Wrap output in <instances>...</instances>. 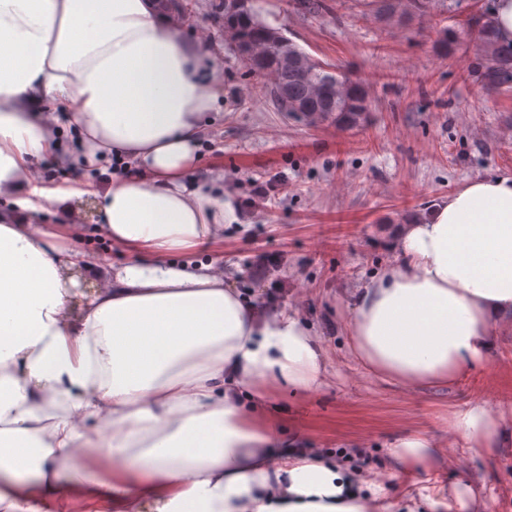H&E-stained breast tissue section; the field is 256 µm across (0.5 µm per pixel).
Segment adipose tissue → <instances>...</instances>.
<instances>
[{
    "label": "adipose tissue",
    "mask_w": 512,
    "mask_h": 512,
    "mask_svg": "<svg viewBox=\"0 0 512 512\" xmlns=\"http://www.w3.org/2000/svg\"><path fill=\"white\" fill-rule=\"evenodd\" d=\"M211 57L158 0H0V512H36L88 470L71 494L112 512L143 497L153 512H366L355 472L281 451L242 402L265 382L318 390L317 337L190 257L239 221L223 179L197 174L223 92ZM51 158L75 189L42 187ZM76 194L98 222L68 225L64 245L31 215ZM90 234L125 260L73 249ZM396 237L400 262L356 293L350 347L401 387L452 382L512 318V176L466 181ZM454 426L469 451L493 448L485 404ZM390 455L394 480L434 449L414 433Z\"/></svg>",
    "instance_id": "1"
}]
</instances>
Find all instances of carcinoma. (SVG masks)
<instances>
[{
  "mask_svg": "<svg viewBox=\"0 0 512 512\" xmlns=\"http://www.w3.org/2000/svg\"><path fill=\"white\" fill-rule=\"evenodd\" d=\"M261 24L263 21L252 10L240 18L238 28L242 41L257 38L262 33ZM466 35L476 50L483 53L487 83L498 84L512 78V43L497 40L488 15L470 17L466 22ZM275 76L279 85L288 88L293 100L308 105L312 112L334 113L339 123L352 124L369 111L368 93L363 87L336 73H326L317 61L306 68L278 65Z\"/></svg>",
  "mask_w": 512,
  "mask_h": 512,
  "instance_id": "1",
  "label": "carcinoma"
}]
</instances>
